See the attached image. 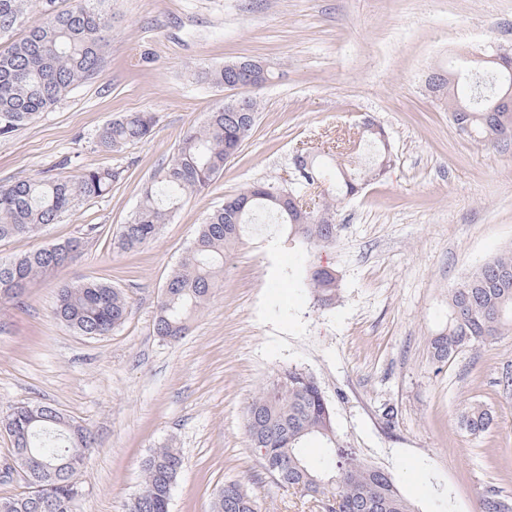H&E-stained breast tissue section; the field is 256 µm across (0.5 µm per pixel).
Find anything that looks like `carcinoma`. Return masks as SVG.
I'll return each instance as SVG.
<instances>
[{"label":"carcinoma","mask_w":512,"mask_h":512,"mask_svg":"<svg viewBox=\"0 0 512 512\" xmlns=\"http://www.w3.org/2000/svg\"><path fill=\"white\" fill-rule=\"evenodd\" d=\"M110 0H71L60 9L57 0H0V36L10 35L38 14L26 34L0 49V138L10 136L54 107L73 86L99 77L112 31ZM446 74L458 77L442 83L448 90V111H468L469 132L490 140L512 139V103L499 101L512 88V56L486 69L485 63L455 56L448 59ZM155 118L145 112H128L106 123L97 134V146L118 152L151 137ZM251 129L224 119V105L209 113L200 127L186 130L172 160L142 190L130 220L121 226L120 244L137 248L154 240L159 227L187 199L205 191L224 172V165L240 150ZM363 136L377 144L378 159L366 176L377 180L390 165L388 143L368 129ZM118 173L109 169H83L74 175L22 180L0 184V241L30 238L46 224H53L80 203L106 195ZM330 178L336 195L316 212L299 214L284 209L280 195L301 190ZM360 175L336 163L332 154H310L297 171L295 187L276 188L253 183L224 199L200 226L185 250L178 268L168 277L154 318L156 335L176 341L188 322L208 300L224 270V259L242 239L245 228L265 215L302 237L314 248L336 239V201L355 195ZM80 241L40 247L8 261L0 260V299L23 296L34 280L64 266L71 249ZM500 272L512 274V250L504 251L467 273L448 295V327L431 342L433 360L441 363L501 334L512 331V283H493ZM309 284L324 304L336 300L338 282L329 268L312 266ZM54 316L83 336H106L123 324L129 314L124 294L97 280L59 289ZM491 412L470 405L460 415L464 430L472 435L487 432ZM0 429L10 437L14 465L4 474L17 472L26 490L0 499V512H73L78 495V476L85 468L94 437L91 431L66 417L55 407L22 402L0 415ZM246 432L251 447L267 449L274 461H288V470L270 471L283 484L296 486L320 499L329 512H363L375 503V512H411L393 479L384 471L366 467L352 457L336 454V432L318 381L309 373L288 368L249 403ZM310 439L323 441L327 452L308 458L303 448ZM184 467L178 449L165 445L141 463L139 492L147 503L136 500L125 512H169L172 487ZM233 495L234 512H261L259 501L236 481L224 483L214 512H227Z\"/></svg>","instance_id":"carcinoma-1"}]
</instances>
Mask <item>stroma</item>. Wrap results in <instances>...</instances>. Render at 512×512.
I'll return each mask as SVG.
<instances>
[{
    "label": "stroma",
    "mask_w": 512,
    "mask_h": 512,
    "mask_svg": "<svg viewBox=\"0 0 512 512\" xmlns=\"http://www.w3.org/2000/svg\"><path fill=\"white\" fill-rule=\"evenodd\" d=\"M512 50V0H112L104 73L0 138V182L71 171H119L111 192L84 202L33 238L0 242V259L70 239L82 249L16 301L0 300V412L47 403L92 429L96 444L73 512H123L154 448L185 466L170 512H212L236 481L263 512H326L278 482L246 433V408L276 373L297 367L320 383L340 447L394 479L413 512H480L490 489L512 504V333L454 361L431 358L448 324V292L467 271L512 248V141L483 140L451 121L428 87L453 53ZM240 58L271 80L240 153L187 200L157 237L120 248L143 186L189 127L237 89L201 71ZM149 112L152 136L119 152L96 146L100 127ZM386 132L392 162L336 205L335 242L312 250L284 224L247 233L181 339L156 336L164 283L206 215L256 182L290 185L293 158L335 149L363 117ZM335 269V303L321 305L310 265ZM99 280L121 288L127 320L83 336L54 319L59 288ZM494 415L480 435L458 414ZM394 420H387V410Z\"/></svg>",
    "instance_id": "obj_1"
}]
</instances>
